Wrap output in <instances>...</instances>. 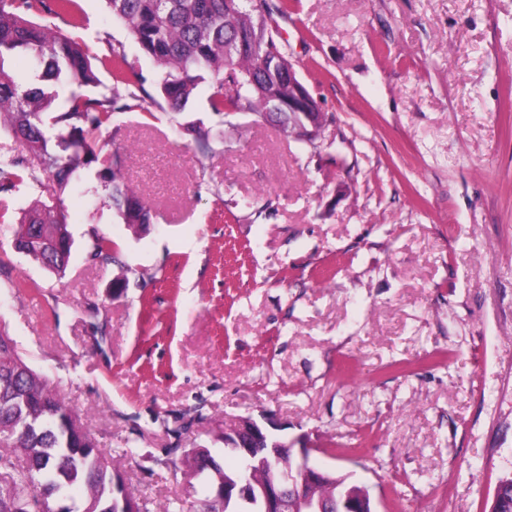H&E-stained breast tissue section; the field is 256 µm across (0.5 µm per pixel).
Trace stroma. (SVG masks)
<instances>
[{
	"instance_id": "35a3bbf8",
	"label": "stroma",
	"mask_w": 512,
	"mask_h": 512,
	"mask_svg": "<svg viewBox=\"0 0 512 512\" xmlns=\"http://www.w3.org/2000/svg\"><path fill=\"white\" fill-rule=\"evenodd\" d=\"M326 117L316 145L252 113L119 115L137 234L86 177L62 275L0 223V329L148 505L198 512L174 448L224 451L243 417L317 448L378 512H489L512 474V0H274ZM97 55L157 69L103 0ZM200 121L223 140L201 153ZM117 263L91 260L95 235ZM123 277L125 288L113 290Z\"/></svg>"
}]
</instances>
